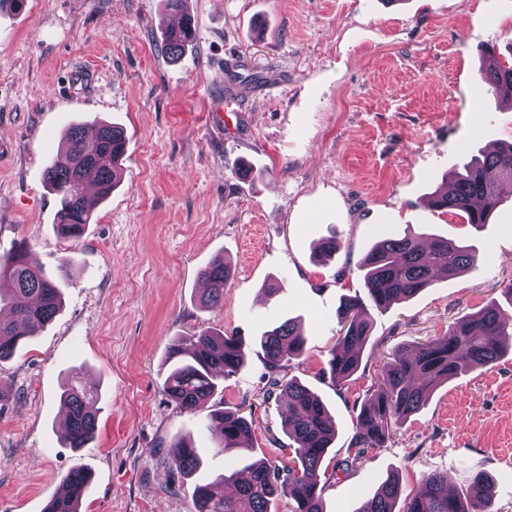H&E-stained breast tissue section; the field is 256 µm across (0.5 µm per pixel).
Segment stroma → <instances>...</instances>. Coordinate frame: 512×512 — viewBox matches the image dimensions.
Wrapping results in <instances>:
<instances>
[{"label": "stroma", "instance_id": "obj_1", "mask_svg": "<svg viewBox=\"0 0 512 512\" xmlns=\"http://www.w3.org/2000/svg\"><path fill=\"white\" fill-rule=\"evenodd\" d=\"M196 39L160 48L162 0H26L0 9V254L26 243L63 308L0 365V512H43L64 475L93 476L80 512H194L198 484L290 453L286 405L254 344L293 320L306 337L289 376L336 422L324 512H356L389 473L404 495L431 473L464 492L488 474L512 512V351L438 388L384 447L351 459L355 418L392 348L447 331L496 302L512 320V200L474 229L431 207L445 175L512 141V101L481 89L487 53L512 63V0H187ZM223 114H216V107ZM124 128L122 179L82 237L61 238L47 160L72 125ZM472 245L469 272L373 312L361 366L336 387L322 370L342 295L364 293L359 263L407 231ZM336 236L329 260L317 243ZM231 264L224 304L199 298L200 270ZM282 285L275 296L267 281ZM204 328L243 336L247 366L218 401L252 423L251 448L221 453L205 413L163 392L164 360ZM80 373L98 435L70 448L62 391ZM201 465L170 480L174 436Z\"/></svg>", "mask_w": 512, "mask_h": 512}]
</instances>
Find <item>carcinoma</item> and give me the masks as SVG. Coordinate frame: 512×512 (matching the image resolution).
I'll use <instances>...</instances> for the list:
<instances>
[{"label": "carcinoma", "mask_w": 512, "mask_h": 512, "mask_svg": "<svg viewBox=\"0 0 512 512\" xmlns=\"http://www.w3.org/2000/svg\"><path fill=\"white\" fill-rule=\"evenodd\" d=\"M168 11L186 18L179 31L164 32L161 48L178 58L195 41V28L186 16V0H164ZM483 85L498 94L512 96V67L491 61L480 71ZM126 150L123 129L115 124L96 126L95 137L86 136L80 124L69 127L56 157L45 166L44 179L60 203L58 233L66 238L81 237L92 219L95 202L84 193L83 179L92 174L101 188L99 200L112 193L121 179L120 160ZM452 188L435 192L432 205L460 216L479 229L505 198L512 197V142L500 145L452 173ZM422 235L378 240L364 256L367 300L342 297L338 311L341 330L330 351L323 373L340 384L360 367L361 351L372 329L370 310H384L408 300L438 278H452L472 269L475 251L443 236L421 243ZM336 235L322 239L315 254L328 259L336 254ZM230 264L215 258L200 271L206 285L201 304L220 306L230 278ZM9 306L10 317L0 318V363L13 358L20 343L38 335L62 308L60 288L45 273L33 251L19 244L0 256V307ZM306 338L291 320H286L259 337L265 367L274 374L272 385L287 398L288 411L282 429L293 444L294 456L280 467L263 461L247 466L248 479L238 482L225 476L217 482L196 487L195 512H271V504L281 496L293 500V512H323L320 470L336 426L323 401L297 378L285 379L281 372L304 351ZM508 347L512 348V322L502 317L499 307L489 304L479 312L464 316L441 336L407 346H399L383 364L377 388L366 397L356 416V435L351 447L359 459L369 448H381L396 428L418 412L441 385L460 374L495 364ZM170 370L163 383L165 395L187 412L207 411L208 428L224 452L245 449L251 428L247 419L214 402L220 382L240 374L246 367V343L235 334L202 330L183 336L167 352ZM67 408L66 436L71 448H84L93 441L96 414L88 405V391L70 385L63 393ZM169 476L176 481L196 470L199 453L185 438L175 436L166 453ZM88 471L75 466L63 479L69 497L55 501L52 512H79L86 489ZM399 475L381 483L357 512H494L490 484L484 472L473 470L470 493L465 497L448 493V475L428 476L422 489L399 502Z\"/></svg>", "instance_id": "carcinoma-1"}]
</instances>
